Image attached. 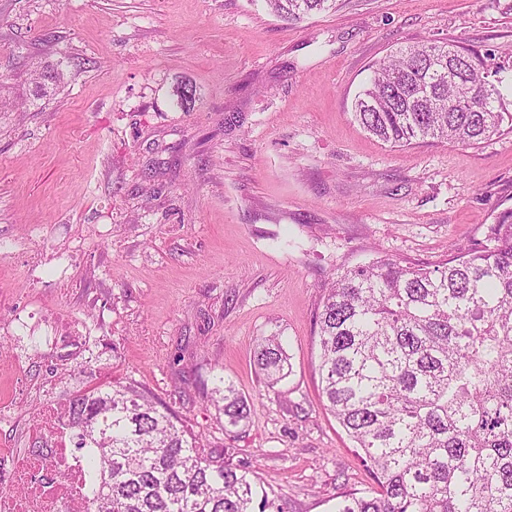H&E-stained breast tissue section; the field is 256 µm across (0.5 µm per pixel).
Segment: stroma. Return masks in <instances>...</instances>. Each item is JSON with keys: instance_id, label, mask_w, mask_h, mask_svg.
Instances as JSON below:
<instances>
[{"instance_id": "1", "label": "stroma", "mask_w": 512, "mask_h": 512, "mask_svg": "<svg viewBox=\"0 0 512 512\" xmlns=\"http://www.w3.org/2000/svg\"><path fill=\"white\" fill-rule=\"evenodd\" d=\"M338 2L287 22L265 0H0V91L17 104L0 112V358H23L0 384V448H50L27 433L44 397L118 380L287 512L374 488L319 396L323 288L381 257L484 245L512 206V132L398 149L351 105L374 62L427 38L512 69V0ZM47 59L65 79L38 96ZM56 308L82 352L43 343ZM274 333L292 369L270 390L253 354ZM217 375L251 404L239 432L209 400ZM22 389L23 412L6 411Z\"/></svg>"}]
</instances>
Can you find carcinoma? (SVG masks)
<instances>
[{
    "mask_svg": "<svg viewBox=\"0 0 512 512\" xmlns=\"http://www.w3.org/2000/svg\"><path fill=\"white\" fill-rule=\"evenodd\" d=\"M288 21L336 0H266ZM456 41L399 48L371 65L352 115L393 148L444 142L476 146L512 122L503 90ZM42 66L34 93L60 82ZM321 394L377 488L349 493L334 512H512V208L494 217L487 244L459 249L434 268L386 258L336 277L317 317ZM254 358L272 389L287 378L278 335ZM211 404L224 427L251 405L220 376ZM76 448L88 450L91 512H285L250 471L205 451L169 410L135 388L100 382L68 398Z\"/></svg>",
    "mask_w": 512,
    "mask_h": 512,
    "instance_id": "carcinoma-1",
    "label": "carcinoma"
}]
</instances>
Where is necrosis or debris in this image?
Instances as JSON below:
<instances>
[{"instance_id": "necrosis-or-debris-1", "label": "necrosis or debris", "mask_w": 512, "mask_h": 512, "mask_svg": "<svg viewBox=\"0 0 512 512\" xmlns=\"http://www.w3.org/2000/svg\"><path fill=\"white\" fill-rule=\"evenodd\" d=\"M30 433L50 436L47 453L0 448V512H89L90 473L73 447L62 403L47 400Z\"/></svg>"}]
</instances>
